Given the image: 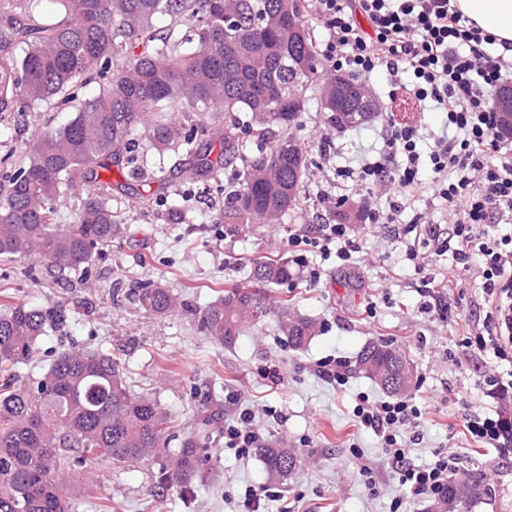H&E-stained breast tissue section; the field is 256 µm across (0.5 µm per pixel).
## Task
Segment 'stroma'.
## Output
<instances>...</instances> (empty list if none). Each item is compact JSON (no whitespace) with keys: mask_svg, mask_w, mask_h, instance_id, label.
Returning a JSON list of instances; mask_svg holds the SVG:
<instances>
[{"mask_svg":"<svg viewBox=\"0 0 512 512\" xmlns=\"http://www.w3.org/2000/svg\"><path fill=\"white\" fill-rule=\"evenodd\" d=\"M388 113L426 131H436L442 113L429 110L408 87H391L383 75L368 84ZM308 99L300 132L310 146L304 183L309 199L281 226L257 224L242 229L215 221L218 202L212 196L179 184L165 189L161 208H143L134 191L113 190L126 232L109 255L92 269L93 289L83 288L74 274H58L45 265L0 261L9 274V291L17 302L31 306L66 305L72 320L66 336L88 349L102 348L119 357L129 381L155 394L166 412L190 424L218 403L225 424L241 409H251L264 441H281L294 451L299 468L287 480L272 477L257 453L241 456L225 447L223 427L214 429L206 450L211 472L191 497L176 487L157 485L151 462L123 469L96 465L94 482L109 499L111 512H241L245 491L262 493L260 512H427L426 501L404 496L386 464L376 436L356 426L353 410L360 396L385 397L364 374L349 370L348 381L334 385L317 373L319 364L343 357L354 361L363 345L385 339L410 360L415 387L410 396L426 410L419 434L400 437L413 462L433 461L437 449L460 457L455 479L472 478L495 491L492 504L480 503L472 512H512V450H474L462 434V413L476 410L512 417V394L501 397L479 378L478 358L465 356L459 345L457 321L468 316L483 322L482 278L478 268L466 271V288L452 295L447 314L436 309L443 296V272L449 256L425 249L418 264L402 261L404 246L379 225H355L359 253L350 261L324 259L309 253V266L300 268L292 284L267 293L271 306L288 302L299 315L316 319L319 333L303 349L292 348L274 318L246 326L232 346L205 334L198 312L242 278V269L257 259H291L288 235L297 225L326 224L336 213L331 196L369 208H386V200L353 188L340 177L357 144L372 140L377 121L337 132L318 112L314 90ZM74 116L72 109L50 102L27 118L0 125V157L31 143L37 128L59 126ZM334 135L331 152H323L321 132ZM190 210L189 224H170L168 212ZM317 279H310V271ZM133 281H159L181 292L189 308L166 318H151L121 291ZM372 314H365L366 305ZM62 335V336H65ZM61 335L48 333L27 369H48V352L61 344ZM373 471L374 486L359 475Z\"/></svg>","mask_w":512,"mask_h":512,"instance_id":"1","label":"stroma"}]
</instances>
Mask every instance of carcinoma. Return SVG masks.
Segmentation results:
<instances>
[{
  "label": "carcinoma",
  "mask_w": 512,
  "mask_h": 512,
  "mask_svg": "<svg viewBox=\"0 0 512 512\" xmlns=\"http://www.w3.org/2000/svg\"><path fill=\"white\" fill-rule=\"evenodd\" d=\"M58 2L62 14L38 20L27 0H0V122L54 99L75 110L66 125L37 130L20 161H0V259L40 261L93 287V264L124 233L112 187L83 199L69 224L58 223L56 203L113 167L139 178L147 163L133 138L140 126L149 128L158 155L174 154L185 183L205 179L207 189L224 190L216 223H285L306 196L309 152L297 135L304 89L326 68L300 0ZM161 15L181 18L189 34L156 27ZM127 53L134 57L110 68ZM98 74L107 77L103 91L78 99L84 81ZM319 102L327 122L352 126L345 113L358 101L336 103V75L323 82ZM210 110L224 113V129L205 125ZM199 132L209 134L202 146ZM230 166L234 178L225 183ZM366 216L362 205L336 211L341 224ZM292 277L288 260L254 261L243 285L200 312L206 335L230 345L245 324L274 313L288 344L306 347L318 333L315 321L286 303L274 311L264 296ZM126 295L156 318L187 308L160 282L137 283ZM69 318L62 305L29 306L8 296L0 304V512H81L93 486L81 496L69 487L99 462L120 469L156 461L157 484L191 496L206 474L210 430L223 415L213 411L185 429L156 396L134 390L107 350L62 349L42 376L21 375L47 331L64 328ZM400 355L378 340L363 347L357 363L370 359L389 378ZM258 453L276 478L288 479L299 466L275 441ZM478 499L465 482L448 486L450 501L472 507Z\"/></svg>",
  "instance_id": "cac0c4a2"
}]
</instances>
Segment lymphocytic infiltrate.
Returning <instances> with one entry per match:
<instances>
[{
	"label": "lymphocytic infiltrate",
	"mask_w": 512,
	"mask_h": 512,
	"mask_svg": "<svg viewBox=\"0 0 512 512\" xmlns=\"http://www.w3.org/2000/svg\"><path fill=\"white\" fill-rule=\"evenodd\" d=\"M310 2L327 31L324 57L331 68L364 80L379 72L390 84L409 83L418 99L445 113L447 120L434 137L380 113V147L364 153L343 175L362 190L388 192V211L374 210L368 223H392L426 186L444 209L456 214L455 224L446 228L416 214L395 235L407 239L408 261L421 245L451 253L454 262L444 276L449 287L462 286L463 271L480 269L485 320L479 326L462 320L459 332L464 348L481 357L504 358L512 349V146L496 136L490 93L512 83V44L496 47L490 35L462 15L455 0ZM424 157L431 171L426 185L419 178ZM288 243L344 262L359 250L350 225L337 223L290 235ZM422 416L410 399L372 403L364 397L354 409L356 425L378 438L400 485L411 496L430 501L445 493L459 458L440 454L430 464H411L398 434L406 426L419 428ZM460 428L481 446H512L501 416L471 411L462 415Z\"/></svg>",
	"instance_id": "obj_1"
}]
</instances>
